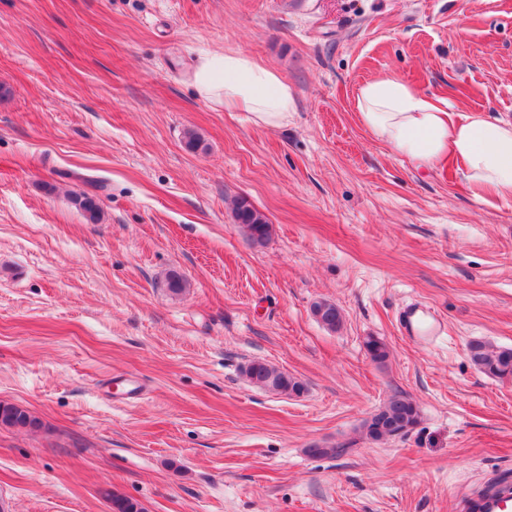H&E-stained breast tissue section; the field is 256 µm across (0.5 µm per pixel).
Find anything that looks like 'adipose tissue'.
Listing matches in <instances>:
<instances>
[{
    "label": "adipose tissue",
    "mask_w": 512,
    "mask_h": 512,
    "mask_svg": "<svg viewBox=\"0 0 512 512\" xmlns=\"http://www.w3.org/2000/svg\"><path fill=\"white\" fill-rule=\"evenodd\" d=\"M193 82L200 97L228 112L251 113L258 125H282L294 109L288 84L242 53L204 57ZM355 110L378 141L416 168L449 161L480 193L512 198V122L457 109L394 75L362 83Z\"/></svg>",
    "instance_id": "1"
}]
</instances>
